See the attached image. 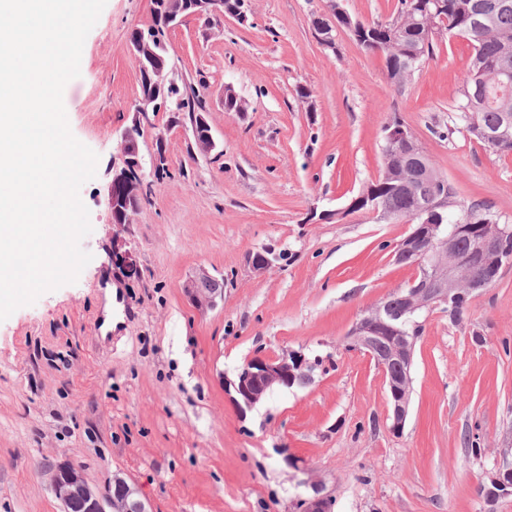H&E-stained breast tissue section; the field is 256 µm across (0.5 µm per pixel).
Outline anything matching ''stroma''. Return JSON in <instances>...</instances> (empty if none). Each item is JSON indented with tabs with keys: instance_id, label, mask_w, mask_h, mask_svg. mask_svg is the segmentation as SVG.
<instances>
[{
	"instance_id": "stroma-1",
	"label": "stroma",
	"mask_w": 512,
	"mask_h": 512,
	"mask_svg": "<svg viewBox=\"0 0 512 512\" xmlns=\"http://www.w3.org/2000/svg\"><path fill=\"white\" fill-rule=\"evenodd\" d=\"M247 3L246 23L189 16L168 35L176 80L203 97L217 144L207 156L195 152L188 113L142 120L134 110L127 44L151 24L152 0H107L85 40L63 102L73 135L99 156L80 190L92 259L75 283L0 322V512H61L51 468L63 461L98 491L124 477L151 512H293L317 491L333 512H512V493L486 497L512 448V266L463 318L440 307L420 315L396 433L382 373L348 333L416 278L392 257L410 226L365 212L310 221L378 177L383 129L397 117L459 201L512 225V153L463 129L434 133L449 121L470 43L440 37L398 86L382 54L344 29L335 48L322 43L313 21L328 0ZM228 86L246 112L225 111ZM134 125L143 155L163 150L170 175L118 225L107 193L120 135ZM267 247L287 260L253 272L249 255ZM202 267L224 281L223 300L203 314L183 290ZM108 278L120 306L106 333ZM286 350L325 367L239 414L224 377Z\"/></svg>"
}]
</instances>
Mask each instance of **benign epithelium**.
<instances>
[{"label":"benign epithelium","instance_id":"1","mask_svg":"<svg viewBox=\"0 0 512 512\" xmlns=\"http://www.w3.org/2000/svg\"><path fill=\"white\" fill-rule=\"evenodd\" d=\"M222 0H196L193 15L208 18L221 13ZM167 101L157 96H145L135 102V111L140 115L163 112ZM193 136L197 152L207 155L216 149L210 126L202 113L194 117ZM388 145H397L405 151L424 153L415 133L407 126L388 127L385 134ZM120 150L124 167L112 179L109 203L113 223L130 224L139 206L130 204V199L142 195V184L137 181L125 182V174L143 170L145 165L155 169L161 165V154L145 158L138 141L129 130L121 134ZM447 204V192L437 190L419 211L421 223L395 245V260H413L419 269L421 286L401 290L400 300L404 311L413 315L423 310L446 305L454 306L457 299L486 287V283L467 280L462 271L488 259L495 263L494 271L512 266V230L500 224H457L446 232L435 223L437 210ZM365 208L382 218L377 202L365 195L351 199L345 208L349 212ZM185 294L194 307L206 312L216 305L217 298L224 295V289L207 270L200 269L193 279L183 286ZM349 339L353 347L374 359L381 370L392 406L391 429L402 430L410 403L411 366L415 337L405 335L391 319L388 300L381 301L369 310L352 328ZM386 343V356L379 354L380 343ZM316 362L306 359L298 352H285L280 356L256 354L249 358L236 373L235 378H224V392L240 413L254 408L277 387L294 385V379L301 376L310 379ZM512 448L503 450L502 465L499 466L495 485L503 492L512 488ZM114 484L119 494L103 496L94 491L81 472L65 461L52 470V489L62 503L64 512H70L73 505H79L81 512H148L146 505L137 497L135 487L123 477H115ZM333 501L327 497L301 499L295 504V512H332Z\"/></svg>","mask_w":512,"mask_h":512}]
</instances>
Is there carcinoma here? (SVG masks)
Returning <instances> with one entry per match:
<instances>
[{
  "label": "carcinoma",
  "mask_w": 512,
  "mask_h": 512,
  "mask_svg": "<svg viewBox=\"0 0 512 512\" xmlns=\"http://www.w3.org/2000/svg\"><path fill=\"white\" fill-rule=\"evenodd\" d=\"M419 0H399L395 15L386 21H357L364 33L358 44L372 52H379L385 59L386 74L390 81L408 69L416 70L435 54V36L446 33L450 37L465 38L473 53L466 70L461 75L456 103L451 122L461 123L466 130L488 147L500 152H512V138L491 142L483 136L485 132L503 129L506 117L512 115V84L505 87L491 79L499 61L512 55V0L511 7L498 8L500 0H441L443 8L434 13L430 26L403 21V17L416 9ZM422 52L421 58L412 61V51ZM177 107L182 112H193L202 107L200 93L186 92L180 86L171 87ZM390 167L397 171L404 167L412 171L430 170L435 179L447 186L450 209L455 211L454 223L467 224L470 217L480 220L498 221L489 210L478 204L466 205L457 200L448 179L435 167L429 157L413 160L404 155L401 148L391 149ZM363 190L374 195L378 203L393 214L395 220H411L418 208L432 193L430 182L420 184L412 194L398 186V182L381 172L378 178L368 182ZM392 312L399 316L397 323L411 336L420 332V325H411L398 295L388 299Z\"/></svg>",
  "instance_id": "1"
}]
</instances>
